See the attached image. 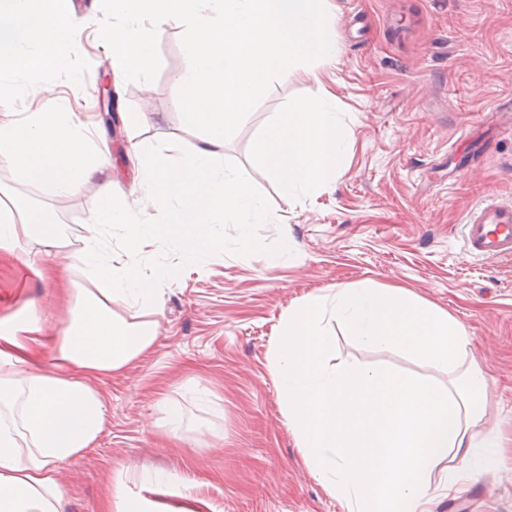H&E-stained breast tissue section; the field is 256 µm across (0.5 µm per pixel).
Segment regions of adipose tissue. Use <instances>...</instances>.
Here are the masks:
<instances>
[{
    "label": "adipose tissue",
    "instance_id": "ef3b65f1",
    "mask_svg": "<svg viewBox=\"0 0 512 512\" xmlns=\"http://www.w3.org/2000/svg\"><path fill=\"white\" fill-rule=\"evenodd\" d=\"M111 3L117 79L151 82L155 32L146 21L187 25L190 76L175 80V100L208 134L188 151L175 140L163 152L146 142L136 147L142 187L152 202L171 208L168 223L154 224L113 194L111 160L77 113L55 105L0 124V164L23 182L52 195L95 188L78 250L67 248L42 211L0 201V250L36 243L24 264L37 279L60 282L70 312L51 348L41 302L29 301L26 318L0 320V512H64L57 473L93 445L104 424L105 396L89 378L122 371L158 335V320L129 324L114 314L118 301L154 304L156 290L134 268L113 266L100 230L120 228L130 253L152 239L179 244L190 260L220 246L216 225L253 208L249 186L222 165L225 128L243 116L269 74L296 58L336 57L318 0ZM81 25L68 0H0V88L14 93L32 75L47 79L65 69ZM347 138L330 100L318 95L297 101L266 130L255 159L283 193L328 187L342 175ZM81 265L97 290L68 287L69 272ZM333 299L329 310L310 300L295 306L280 329L276 376L296 445L346 512H430L433 472H440L442 490L454 491L472 448L500 445L481 430L486 373L475 363L462 367L470 339L459 323L402 289L340 288ZM329 314L362 343L449 373L447 385L329 363ZM45 352L47 367L39 361Z\"/></svg>",
    "mask_w": 512,
    "mask_h": 512
}]
</instances>
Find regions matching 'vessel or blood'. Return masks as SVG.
Here are the masks:
<instances>
[{"label": "vessel or blood", "mask_w": 512, "mask_h": 512, "mask_svg": "<svg viewBox=\"0 0 512 512\" xmlns=\"http://www.w3.org/2000/svg\"><path fill=\"white\" fill-rule=\"evenodd\" d=\"M468 252L489 258L512 257V205L489 204L476 210L467 226Z\"/></svg>", "instance_id": "vessel-or-blood-1"}]
</instances>
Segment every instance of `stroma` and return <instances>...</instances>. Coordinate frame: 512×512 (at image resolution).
Masks as SVG:
<instances>
[{
  "instance_id": "stroma-1",
  "label": "stroma",
  "mask_w": 512,
  "mask_h": 512,
  "mask_svg": "<svg viewBox=\"0 0 512 512\" xmlns=\"http://www.w3.org/2000/svg\"><path fill=\"white\" fill-rule=\"evenodd\" d=\"M85 26L68 69L53 75L54 99L78 113L99 109L111 75L110 0H70ZM336 59L300 62L270 74L246 115L224 133V169L246 182L259 209L249 231L226 219L223 243L199 262L160 240L131 254L119 230L112 262L156 288L159 334L124 370L99 380L104 429L58 481L67 512H102L131 497L141 480L207 500L214 512H342L296 446L272 370L279 329L304 300L330 305L331 290L402 288L448 311L470 338L468 355L488 375L484 431L494 453L473 449L452 494L435 491L431 512H512V259L483 260L464 249L463 226L485 199L512 203V0H323ZM185 27L169 25L155 45L150 86L116 84L121 125L98 145L112 184L131 210L145 196L132 147L200 143L173 83L188 74ZM325 92L350 133L346 173L331 187L282 194L253 159L279 113ZM0 190L53 210L58 233L81 245L93 190L67 201L0 168ZM174 277L160 279L159 269ZM15 257L0 252V318L46 301L47 335L66 324L64 304ZM332 362L386 367L447 384L446 373L408 355L356 342L336 320ZM182 420L170 432L166 411Z\"/></svg>"
}]
</instances>
